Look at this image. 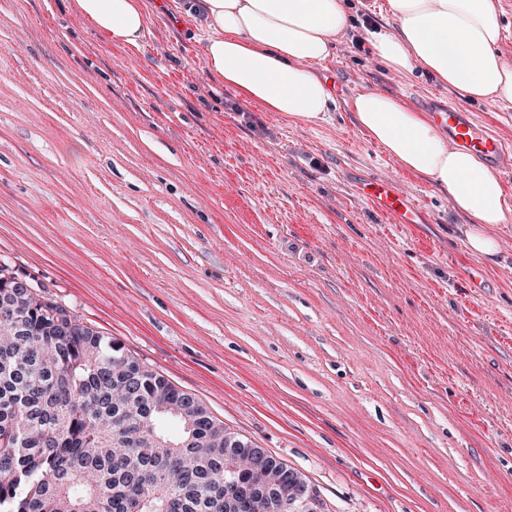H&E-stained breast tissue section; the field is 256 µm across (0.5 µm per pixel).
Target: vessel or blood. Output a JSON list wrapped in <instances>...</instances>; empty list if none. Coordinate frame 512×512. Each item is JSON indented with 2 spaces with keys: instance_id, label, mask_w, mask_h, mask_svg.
I'll list each match as a JSON object with an SVG mask.
<instances>
[{
  "instance_id": "1",
  "label": "vessel or blood",
  "mask_w": 512,
  "mask_h": 512,
  "mask_svg": "<svg viewBox=\"0 0 512 512\" xmlns=\"http://www.w3.org/2000/svg\"><path fill=\"white\" fill-rule=\"evenodd\" d=\"M432 120L444 128L452 144L460 150L478 155L493 168L512 170V146L473 122L458 107L432 113ZM358 193L391 224H417L422 209L405 194L397 180L389 176L370 175L358 185Z\"/></svg>"
}]
</instances>
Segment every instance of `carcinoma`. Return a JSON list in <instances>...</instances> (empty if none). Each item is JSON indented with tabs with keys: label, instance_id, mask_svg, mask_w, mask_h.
Returning a JSON list of instances; mask_svg holds the SVG:
<instances>
[{
	"label": "carcinoma",
	"instance_id": "obj_1",
	"mask_svg": "<svg viewBox=\"0 0 512 512\" xmlns=\"http://www.w3.org/2000/svg\"><path fill=\"white\" fill-rule=\"evenodd\" d=\"M298 500L322 512L302 473L0 264V512H283Z\"/></svg>",
	"mask_w": 512,
	"mask_h": 512
}]
</instances>
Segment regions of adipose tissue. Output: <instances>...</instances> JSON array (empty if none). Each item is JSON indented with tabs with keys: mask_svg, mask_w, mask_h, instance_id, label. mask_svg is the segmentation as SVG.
<instances>
[{
	"mask_svg": "<svg viewBox=\"0 0 512 512\" xmlns=\"http://www.w3.org/2000/svg\"><path fill=\"white\" fill-rule=\"evenodd\" d=\"M396 34H369L375 57L399 73L424 66L461 97L512 103V65L497 50L493 0H389ZM79 14L111 39L135 45L146 26L143 0H77ZM179 12L198 25L209 76L247 102L291 123L330 118L333 98L316 65L335 53L348 23L344 0H186ZM355 120L407 170L446 191L473 220L469 248L494 256L488 224L506 220L498 176L474 154L449 147L426 115L370 91L353 101Z\"/></svg>",
	"mask_w": 512,
	"mask_h": 512,
	"instance_id": "obj_1",
	"label": "adipose tissue"
}]
</instances>
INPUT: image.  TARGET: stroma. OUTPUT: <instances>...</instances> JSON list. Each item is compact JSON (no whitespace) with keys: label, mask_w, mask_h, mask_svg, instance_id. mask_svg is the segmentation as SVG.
Returning a JSON list of instances; mask_svg holds the SVG:
<instances>
[{"label":"stroma","mask_w":512,"mask_h":512,"mask_svg":"<svg viewBox=\"0 0 512 512\" xmlns=\"http://www.w3.org/2000/svg\"><path fill=\"white\" fill-rule=\"evenodd\" d=\"M138 46L75 0H0V263L302 472L325 512H512V221L471 217L357 125L359 86L453 103L512 143V104L373 55L387 0H345L329 121L207 78L192 18ZM394 177L425 213L359 197ZM358 193L379 212L389 224H420L422 209L405 194L395 178L370 175L358 185Z\"/></svg>","instance_id":"1"}]
</instances>
